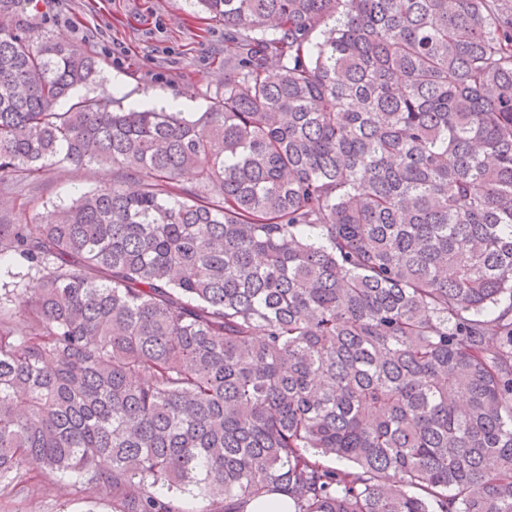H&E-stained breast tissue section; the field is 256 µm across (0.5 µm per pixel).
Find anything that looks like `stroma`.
I'll return each instance as SVG.
<instances>
[{"label": "stroma", "mask_w": 512, "mask_h": 512, "mask_svg": "<svg viewBox=\"0 0 512 512\" xmlns=\"http://www.w3.org/2000/svg\"><path fill=\"white\" fill-rule=\"evenodd\" d=\"M33 34L54 33L100 62L81 95L112 96L123 108L167 105L183 96V112L201 115L224 86V24L189 0H35L26 12ZM112 171L60 166L18 186H0V222L24 223L33 206L52 207L111 182ZM29 488L0 487V512H112V490L91 494L36 470Z\"/></svg>", "instance_id": "1"}]
</instances>
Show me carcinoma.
I'll return each mask as SVG.
<instances>
[{"label": "carcinoma", "mask_w": 512, "mask_h": 512, "mask_svg": "<svg viewBox=\"0 0 512 512\" xmlns=\"http://www.w3.org/2000/svg\"><path fill=\"white\" fill-rule=\"evenodd\" d=\"M24 2L0 178L112 183L0 224V484L512 512V0H194L229 70L197 118L73 100L99 61Z\"/></svg>", "instance_id": "obj_1"}]
</instances>
